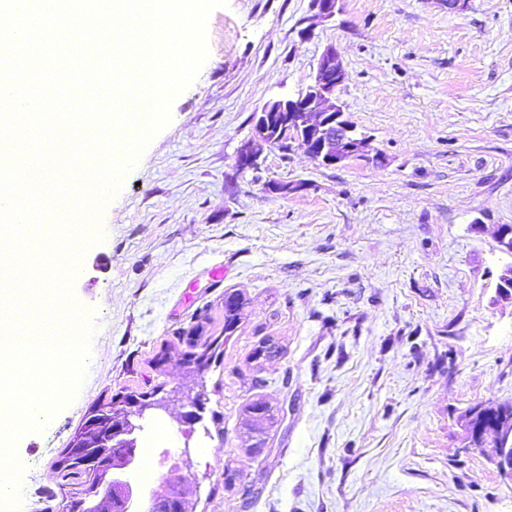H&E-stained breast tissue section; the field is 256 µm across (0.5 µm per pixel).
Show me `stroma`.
I'll return each mask as SVG.
<instances>
[{
	"label": "stroma",
	"mask_w": 512,
	"mask_h": 512,
	"mask_svg": "<svg viewBox=\"0 0 512 512\" xmlns=\"http://www.w3.org/2000/svg\"><path fill=\"white\" fill-rule=\"evenodd\" d=\"M309 15V0L210 13L206 61L83 253L91 357L77 396L17 442L18 512H65L58 461L91 409L198 388L195 425L177 407L144 425L138 512L161 453L185 450L188 512H512V483L463 427L512 403V305L495 302L512 262L495 240L512 224V0H343L304 41ZM329 45L336 95L382 162L267 147L260 173H239L254 112L304 89ZM269 179L307 188L272 196ZM229 292L246 303L228 336ZM194 327L217 349L191 375L176 334ZM267 337L282 353L259 367ZM256 399L282 410L261 445L243 414Z\"/></svg>",
	"instance_id": "stroma-1"
}]
</instances>
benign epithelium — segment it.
Returning <instances> with one entry per match:
<instances>
[{"instance_id": "benign-epithelium-1", "label": "benign epithelium", "mask_w": 512, "mask_h": 512, "mask_svg": "<svg viewBox=\"0 0 512 512\" xmlns=\"http://www.w3.org/2000/svg\"><path fill=\"white\" fill-rule=\"evenodd\" d=\"M313 19L329 20L341 11V0H311ZM345 81V69L333 47H326L317 59L310 83L295 96L265 103L251 120V135L238 148L235 165L239 172L261 167L260 146L272 142L294 145L323 167H336L364 154L367 138L356 132L344 118V108L336 98V89ZM305 187L301 182L269 181L265 190L286 195ZM495 302L512 304V265L500 270ZM202 409L198 401L183 403L181 423L193 426ZM145 409L136 405L122 415L104 422L96 440L73 449L89 468L97 471L100 484L109 491L116 512H132L140 492L129 477L135 466L143 431ZM491 445L487 450L500 476L512 483V415L505 412L489 423ZM120 448L118 460H106L91 452L93 448ZM179 484L170 483L150 496L149 512H169L179 508Z\"/></svg>"}]
</instances>
